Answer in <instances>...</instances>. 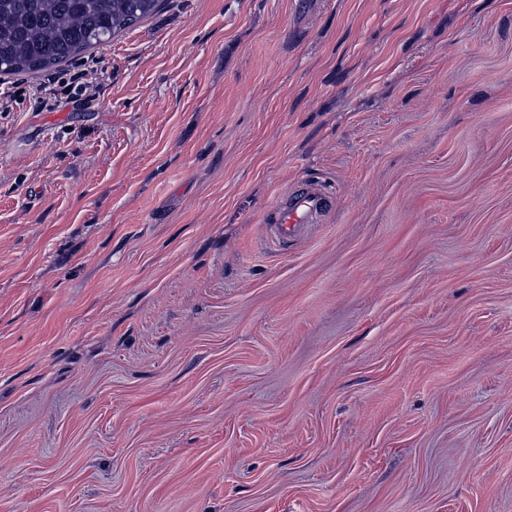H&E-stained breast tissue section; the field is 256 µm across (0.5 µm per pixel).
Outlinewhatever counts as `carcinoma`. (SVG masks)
<instances>
[{
  "label": "carcinoma",
  "instance_id": "1",
  "mask_svg": "<svg viewBox=\"0 0 512 512\" xmlns=\"http://www.w3.org/2000/svg\"><path fill=\"white\" fill-rule=\"evenodd\" d=\"M163 0H0V74L46 69L156 13Z\"/></svg>",
  "mask_w": 512,
  "mask_h": 512
}]
</instances>
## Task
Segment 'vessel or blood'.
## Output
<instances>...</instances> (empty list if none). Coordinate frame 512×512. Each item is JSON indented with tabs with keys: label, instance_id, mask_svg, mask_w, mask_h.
I'll return each mask as SVG.
<instances>
[{
	"label": "vessel or blood",
	"instance_id": "b4317fda",
	"mask_svg": "<svg viewBox=\"0 0 512 512\" xmlns=\"http://www.w3.org/2000/svg\"><path fill=\"white\" fill-rule=\"evenodd\" d=\"M328 203L329 194L322 184L316 181L298 183L267 216V224L273 227L272 245L300 237L305 228L319 221Z\"/></svg>",
	"mask_w": 512,
	"mask_h": 512
}]
</instances>
